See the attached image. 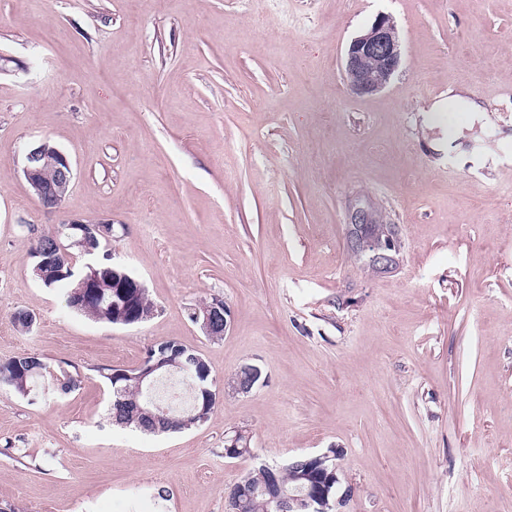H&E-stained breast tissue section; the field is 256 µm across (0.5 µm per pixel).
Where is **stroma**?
Returning <instances> with one entry per match:
<instances>
[{
	"label": "stroma",
	"instance_id": "1",
	"mask_svg": "<svg viewBox=\"0 0 512 512\" xmlns=\"http://www.w3.org/2000/svg\"><path fill=\"white\" fill-rule=\"evenodd\" d=\"M381 13L403 64L358 97L344 51ZM452 85L480 112L427 124ZM43 139L74 171L53 212L22 174ZM357 206L396 225L391 269L355 259ZM71 218L111 220L150 319L90 320L34 279ZM215 297L219 340L189 319ZM169 340L211 369L208 420L113 424L97 367ZM22 353L81 382L0 392L20 512H229L254 466L330 448L346 512H512V0H0V359ZM237 430L251 453L225 458Z\"/></svg>",
	"mask_w": 512,
	"mask_h": 512
}]
</instances>
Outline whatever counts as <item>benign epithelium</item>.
<instances>
[{
    "label": "benign epithelium",
    "mask_w": 512,
    "mask_h": 512,
    "mask_svg": "<svg viewBox=\"0 0 512 512\" xmlns=\"http://www.w3.org/2000/svg\"><path fill=\"white\" fill-rule=\"evenodd\" d=\"M401 63V42L396 24L392 16L380 14L367 29L351 40L347 48V86L356 96L375 94L387 86ZM22 172L39 203L47 211L58 208L61 189L70 186L73 179V169L68 158L47 140L41 141L26 153ZM379 238L380 230L374 226L369 215L363 212L359 213L355 223L348 225L347 239L353 253L364 263L375 267L384 266L389 260L386 250L378 243ZM102 287L104 284L101 279L92 274L79 283L76 300L81 304L87 302L86 292L90 288L102 295ZM194 319L200 323L207 336L212 335L215 324L220 320L224 322V327H229L224 300L218 298L195 309ZM247 372V381L238 379L232 384L238 393H250L261 377V371L256 366H249ZM162 374L164 371L158 364H141L137 366L135 376L141 386L150 389ZM329 459L328 455L304 461L295 459L291 467L301 468L313 464L325 478L337 482V468L331 469L325 465ZM348 501L346 494L329 497V489L323 483L313 486L308 492L297 494L285 491L277 498L279 512H344Z\"/></svg>",
    "instance_id": "7a95c632"
}]
</instances>
